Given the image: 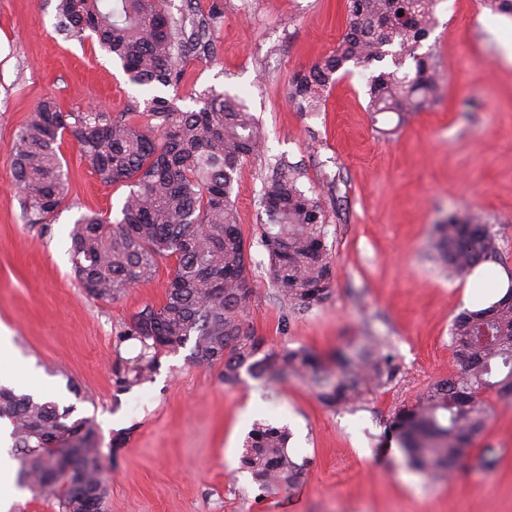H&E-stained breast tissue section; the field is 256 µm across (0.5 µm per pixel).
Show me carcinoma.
I'll list each match as a JSON object with an SVG mask.
<instances>
[{"instance_id":"obj_1","label":"carcinoma","mask_w":512,"mask_h":512,"mask_svg":"<svg viewBox=\"0 0 512 512\" xmlns=\"http://www.w3.org/2000/svg\"><path fill=\"white\" fill-rule=\"evenodd\" d=\"M167 2L57 0L56 27L78 40L94 34L134 84L147 90L156 84L175 87L187 52L200 45L214 48L222 12L214 8L188 34L167 12ZM435 2L346 0L347 32L329 56L294 76L291 102L300 112H323L337 73L388 56L393 67L370 78L368 111L393 112L401 123L438 102L437 56L416 54L432 27ZM198 103L184 111L174 100L152 95L144 99L143 111L113 117L65 114L44 100L13 140L15 184L35 223H49L66 199L60 152L66 133L101 182L129 186L119 220L85 215L73 229L72 264L87 296L112 300L152 278L159 260L176 258L165 301L141 307L120 334L121 342L141 344L134 380L153 371L158 354L192 339L193 363L224 365L225 384L238 383L243 368L254 378L294 377L309 382L328 407L353 404L370 385L392 381L400 367L379 336L362 337L326 364L306 348H267L243 328L252 297L250 254L239 228L234 183L240 166L263 153L264 144L238 97L210 89ZM268 169L258 200L261 244L280 302L293 313L306 312L331 292L326 218L319 199L299 186L302 172L296 166L279 159ZM436 233L428 258L450 276L499 261L496 234L478 214L451 213ZM450 334L461 372L396 412L384 435L403 448L412 468L430 478L451 473L483 432L489 411L482 393L512 395V288L491 305L456 316ZM74 411L72 405L0 386V420L9 423L18 484L36 497L58 501L61 512H104L107 479L99 429L90 418L71 419ZM288 440V431L272 425H259L249 435L241 465L260 487L278 485L301 469L288 452ZM476 460L492 470L500 456L488 446Z\"/></svg>"}]
</instances>
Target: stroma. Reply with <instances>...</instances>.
<instances>
[{
  "label": "stroma",
  "instance_id": "1",
  "mask_svg": "<svg viewBox=\"0 0 512 512\" xmlns=\"http://www.w3.org/2000/svg\"><path fill=\"white\" fill-rule=\"evenodd\" d=\"M223 19L214 53L187 54L178 86L159 88L182 110L207 88L242 98L258 119L264 156L236 174L234 196L250 246L253 296L243 324L266 347H303L331 358L371 332L401 366L370 388L358 410L323 405L307 384L243 376L226 385L222 365L195 366L190 346L163 353L152 376L128 385L138 341H120L130 317L165 299L174 258L151 280L111 302L89 298L71 263L70 233L82 215L118 219L128 189L107 185L71 136L60 151L68 195L50 223H28L12 176L15 132L43 99L62 112L134 111L145 94L96 39L55 27V0H0V332L14 345L11 388H48L76 416L100 427L106 512H512V397L487 391L491 418L472 443L501 457L480 471L465 459L452 476L410 469L388 420L434 382L461 369L450 338L466 310L465 277L427 260L436 224L453 212H483L496 234L499 268L512 274V62L485 19L512 31V17L482 0H438L436 23L417 48L438 55L442 98L405 123H372L367 83L376 65L357 66L332 86L325 112L297 111L293 77L335 50L346 31L344 0H195ZM301 164V187L326 215L332 293L289 313L275 295L259 243L257 199L267 161ZM285 427L302 469L291 486L260 493L240 470L254 423Z\"/></svg>",
  "mask_w": 512,
  "mask_h": 512
}]
</instances>
